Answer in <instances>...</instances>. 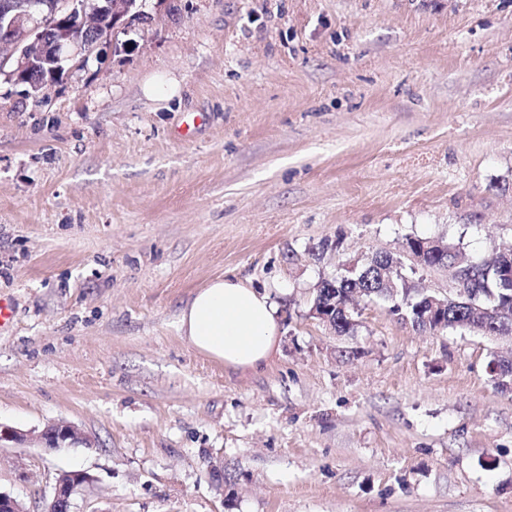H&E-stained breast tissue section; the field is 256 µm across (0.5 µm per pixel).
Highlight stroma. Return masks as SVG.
<instances>
[{
	"instance_id": "1",
	"label": "stroma",
	"mask_w": 512,
	"mask_h": 512,
	"mask_svg": "<svg viewBox=\"0 0 512 512\" xmlns=\"http://www.w3.org/2000/svg\"><path fill=\"white\" fill-rule=\"evenodd\" d=\"M38 104L0 92V489L73 512H512L498 341L358 299L338 264L405 237L512 248V0H172ZM281 297L258 371L180 335L209 280ZM224 467L216 489L212 465ZM315 297H320L317 291ZM317 298L313 300V305L309 310L310 317H313L317 319L319 322L325 324L327 327L331 328L337 335H341L343 333L338 332L336 330V323L337 325L340 326V329L343 330V332H348L349 334H351L354 331V328L356 326L355 321L354 323H351L347 319V316L342 315V313L336 309V322L334 323V321L331 320V315L327 314L328 311H330L333 306H325L324 303H322ZM35 439L46 452L76 445H91V439L67 421H54L46 425ZM92 477L82 471H64L55 479L53 491L42 501L40 509L30 510L8 492L0 490V512H71L72 497L82 486L92 483Z\"/></svg>"
}]
</instances>
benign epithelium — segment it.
<instances>
[{"mask_svg":"<svg viewBox=\"0 0 512 512\" xmlns=\"http://www.w3.org/2000/svg\"><path fill=\"white\" fill-rule=\"evenodd\" d=\"M148 0H0V83H27L25 98L45 97L54 84L38 79L37 71L48 66L73 73L87 66L90 58L104 59L102 50L116 34L136 26L153 25L155 16L146 11ZM444 245L435 239L417 241L406 249L409 258L420 261L426 253ZM432 316H442L453 301L449 295L427 296ZM326 306L313 300L309 316L331 329ZM30 433L0 424V444H25ZM46 452L76 445H91V439L67 421H54L36 436ZM92 477L82 471H64L55 479L52 494L32 511L8 492L0 490V512H71L72 497Z\"/></svg>","mask_w":512,"mask_h":512,"instance_id":"1","label":"benign epithelium"}]
</instances>
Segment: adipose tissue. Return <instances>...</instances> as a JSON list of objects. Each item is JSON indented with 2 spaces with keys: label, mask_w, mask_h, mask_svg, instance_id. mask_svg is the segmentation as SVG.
Returning <instances> with one entry per match:
<instances>
[{
  "label": "adipose tissue",
  "mask_w": 512,
  "mask_h": 512,
  "mask_svg": "<svg viewBox=\"0 0 512 512\" xmlns=\"http://www.w3.org/2000/svg\"><path fill=\"white\" fill-rule=\"evenodd\" d=\"M178 327L197 351L242 370H257L275 353L280 305L269 290L226 276L198 288L181 310Z\"/></svg>",
  "instance_id": "ef3b65f1"
}]
</instances>
